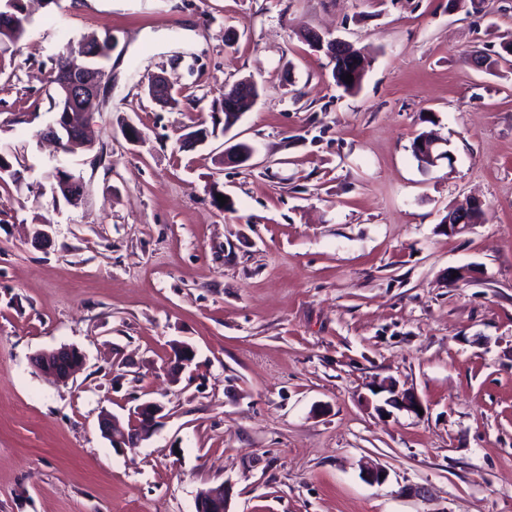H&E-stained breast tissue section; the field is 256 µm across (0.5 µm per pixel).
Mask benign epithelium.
Masks as SVG:
<instances>
[{"mask_svg":"<svg viewBox=\"0 0 512 512\" xmlns=\"http://www.w3.org/2000/svg\"><path fill=\"white\" fill-rule=\"evenodd\" d=\"M307 39L314 51L324 53L333 62L342 56L347 47L346 42L315 30L309 33ZM111 82L112 71L105 66L104 51L99 49L92 52L87 47L74 50L58 79V90L65 111L57 113L55 121L43 131V136L55 142L65 152L76 145L92 147L88 140V130L94 121L97 105L102 102L105 89ZM258 96V86L251 79L239 80L225 88L224 109L228 110V118L224 120V129L231 128L242 116L243 111L239 109L241 102L252 103ZM417 154L421 165L427 169L437 166L441 160H453L448 150V140L437 136H424ZM54 178V196L63 194L72 205L82 200L84 185L81 179L59 168L55 170ZM483 209L485 205L480 200L470 202L465 208L452 209L444 226L448 233L457 234L463 228L474 224L473 215ZM83 363V354L73 346L42 351L33 358V365L39 373L62 382L73 378ZM379 390L389 393L385 406L418 413L420 402L417 397L409 392L398 391L394 382L385 381L379 384ZM161 412L162 406L159 403L146 401L130 412L125 426L108 414L101 415L99 429L112 442V447L134 448L153 433ZM196 512H229L224 485L201 490L196 501Z\"/></svg>","mask_w":512,"mask_h":512,"instance_id":"obj_1","label":"benign epithelium"}]
</instances>
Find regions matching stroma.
<instances>
[{
  "label": "stroma",
  "mask_w": 512,
  "mask_h": 512,
  "mask_svg": "<svg viewBox=\"0 0 512 512\" xmlns=\"http://www.w3.org/2000/svg\"><path fill=\"white\" fill-rule=\"evenodd\" d=\"M28 8L0 56V150L22 173L0 182V512H195L219 484L229 512H512V0ZM310 29L364 49L356 92ZM87 33L116 41L112 85L93 149L57 152L49 59ZM158 76L178 105L149 97ZM242 78L260 96L228 129ZM429 130L452 163L421 168ZM240 142L251 160L224 164ZM57 167L81 205L53 196ZM471 196L487 223L449 234ZM468 265L477 280H449ZM63 345L86 355L65 384L31 365ZM387 379L421 414L377 412ZM145 401L157 430L113 447L100 414Z\"/></svg>",
  "instance_id": "1"
}]
</instances>
